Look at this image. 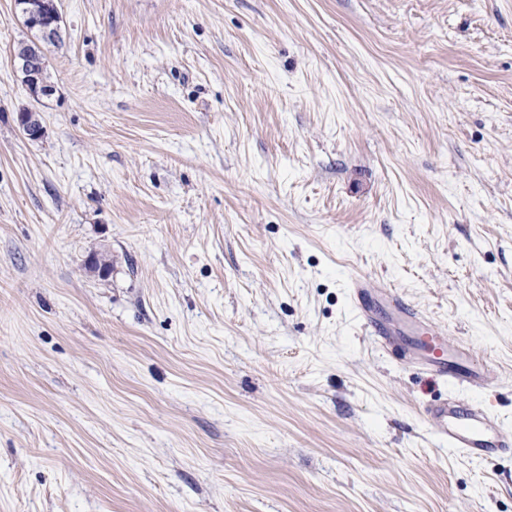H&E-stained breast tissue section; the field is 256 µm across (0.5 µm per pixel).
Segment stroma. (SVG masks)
<instances>
[{
  "label": "stroma",
  "instance_id": "35a3bbf8",
  "mask_svg": "<svg viewBox=\"0 0 512 512\" xmlns=\"http://www.w3.org/2000/svg\"><path fill=\"white\" fill-rule=\"evenodd\" d=\"M56 4L36 99L0 0V512H512L348 288L512 426V0ZM350 300L373 340L381 347L398 354L407 362L419 365L432 377L448 382L452 388L484 389L491 383L487 367L475 364L469 353L458 343H452L437 334L440 348L429 354V345L419 340L407 341L404 332L418 330L428 321L403 296L383 294L366 277H355L350 282ZM384 301L398 314L402 328L375 318L379 301Z\"/></svg>",
  "mask_w": 512,
  "mask_h": 512
}]
</instances>
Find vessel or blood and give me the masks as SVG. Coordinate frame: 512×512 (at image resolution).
I'll list each match as a JSON object with an SVG mask.
<instances>
[{"mask_svg":"<svg viewBox=\"0 0 512 512\" xmlns=\"http://www.w3.org/2000/svg\"><path fill=\"white\" fill-rule=\"evenodd\" d=\"M350 300L381 348L419 365L450 387L479 390L490 385L488 368L475 364L461 345L443 338L438 351L431 353L426 343L406 339V331L423 327L426 319L403 296L383 294L369 278L360 276L350 282ZM382 302L397 312L399 324L375 318V309ZM425 415L428 429L440 447L478 462H494L512 454V428L476 401L451 396L427 407Z\"/></svg>","mask_w":512,"mask_h":512,"instance_id":"obj_1","label":"vessel or blood"}]
</instances>
